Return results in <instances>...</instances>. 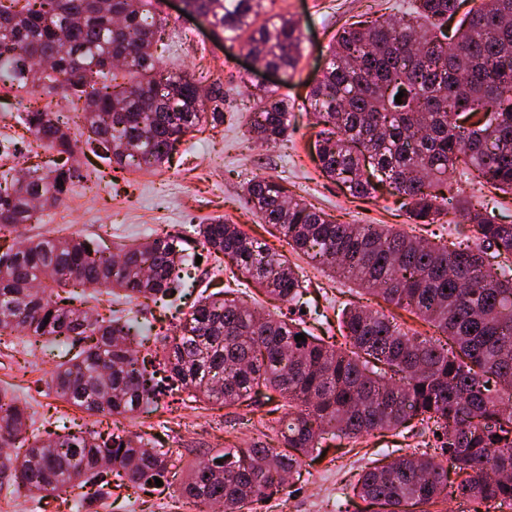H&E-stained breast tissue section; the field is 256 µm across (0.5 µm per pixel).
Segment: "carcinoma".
Wrapping results in <instances>:
<instances>
[{
  "label": "carcinoma",
  "mask_w": 512,
  "mask_h": 512,
  "mask_svg": "<svg viewBox=\"0 0 512 512\" xmlns=\"http://www.w3.org/2000/svg\"><path fill=\"white\" fill-rule=\"evenodd\" d=\"M155 0H0V87L21 98L39 88L21 115L28 159H52L16 176L0 172V337L86 343L54 369L59 398L90 412L132 415L174 388L226 407L276 406L266 415L280 451L262 442L193 464L177 512L224 507L243 512L286 487L303 459L329 443L407 428L417 421L433 442L363 469L351 497L382 512H428L450 498L473 512L512 509V224L484 203L461 197L449 174L468 173L512 195V0H414L400 19L354 22L336 33L331 60L308 94L313 150L321 173L354 197L388 183L416 224L453 214L468 239L428 242L384 224H337L288 193L271 176L246 182L248 203L294 251L389 305L414 311L437 329H402L364 306L342 311V341L312 335L306 322L251 307L224 292L200 295L181 332L156 333L155 356L129 319L105 320L63 296L70 283L97 293L166 304L186 278L183 245H202L283 303H299L304 280L283 255L220 218L186 235L157 234L106 252L76 235L17 244L23 224L63 204L82 175L77 146H91L121 169L165 164L174 145L238 111L215 81L169 71L157 55L166 26ZM226 40L246 39L253 62L295 71L302 34L295 20L271 15L268 0H184ZM404 93L396 103L398 93ZM61 96L82 111L84 127L55 109ZM251 138L283 142L292 126L285 99L257 87ZM302 334L306 341L298 343ZM25 405L0 391V493H26L33 509L67 489L79 508L107 489L143 493L166 481L169 451L139 434L29 430ZM119 483L112 484V476Z\"/></svg>",
  "instance_id": "cac0c4a2"
}]
</instances>
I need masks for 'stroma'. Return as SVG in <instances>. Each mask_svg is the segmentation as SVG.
Returning <instances> with one entry per match:
<instances>
[{
  "label": "stroma",
  "mask_w": 512,
  "mask_h": 512,
  "mask_svg": "<svg viewBox=\"0 0 512 512\" xmlns=\"http://www.w3.org/2000/svg\"><path fill=\"white\" fill-rule=\"evenodd\" d=\"M412 0H271L270 11L293 18L303 34L301 57L293 76L286 77L251 69L250 57L240 43L216 38L200 20H189L179 0H160L157 10L165 17L163 59L170 68L197 75L209 73L220 80L224 91L239 110L224 124L189 133L177 143L171 158L154 171H120L101 165L97 187L77 184L63 205L45 209L37 224L24 225L22 239L52 238L76 233L100 239L107 246L139 244L155 233L177 234L193 224L220 218L265 241L272 249L296 264L305 279L310 301L319 305L324 317L312 325L317 336L336 332L340 310L350 302H366L356 285L331 278L306 256L291 253L279 233L262 224L246 202L244 184L264 174L287 182L293 193L322 209L340 224H386L431 241L465 240L466 227L447 220L427 226L411 223L406 212L384 195L355 199L323 177L312 159L316 130L304 102L311 85L320 78L329 59L336 32L357 18H398ZM264 84L287 99L296 124L287 141L264 146L247 132L255 104L252 92ZM102 316L118 312L138 321L164 328L168 334L179 329L178 321H166L152 302L109 301L100 296L94 304ZM62 355L51 345L20 336L0 345V390L5 389L26 402L36 428L49 430L57 417L80 425L100 423L102 429L116 427L154 438L172 452V484L192 463L208 459L228 443L247 447L263 438V429L246 408H227L218 403L194 402L173 406L162 400L156 409L131 418L104 417L70 406L55 395L52 372ZM422 427L400 435L378 433L363 438L341 456L327 455L306 462L288 482V494L259 504L257 512H333L337 498L347 491L355 473L381 458H395L417 442L428 439ZM164 497L128 494L113 490L111 497L96 500L89 512H163Z\"/></svg>",
  "instance_id": "obj_1"
}]
</instances>
